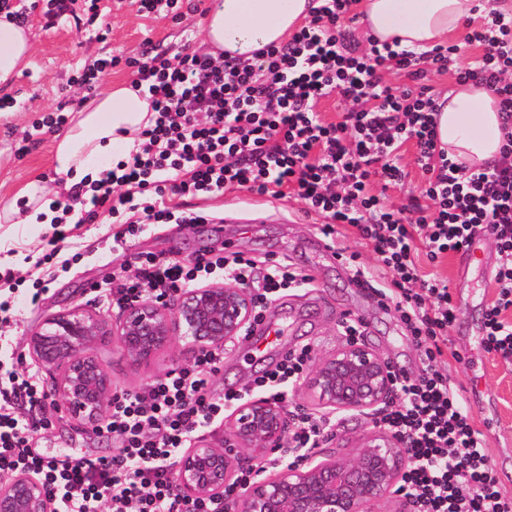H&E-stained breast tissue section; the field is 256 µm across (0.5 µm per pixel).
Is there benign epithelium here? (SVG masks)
Masks as SVG:
<instances>
[{"instance_id":"7a95c632","label":"benign epithelium","mask_w":512,"mask_h":512,"mask_svg":"<svg viewBox=\"0 0 512 512\" xmlns=\"http://www.w3.org/2000/svg\"><path fill=\"white\" fill-rule=\"evenodd\" d=\"M255 323L249 287L231 280L181 290L172 301L141 299L114 321L80 307L47 318L28 337L29 355L57 373L48 400L79 424L93 426L112 404L115 386L98 354L113 338L121 354L148 365L176 340L199 355L245 340ZM397 372L379 351L361 340L346 341L331 354H317L303 379L309 400L330 413L374 415L397 399ZM288 407L253 396L228 409L220 442L200 438L182 453L174 472L176 490L198 501L223 500L224 512H410L400 489L412 460L406 439L375 426L363 433L350 457L306 459L259 469L243 482L239 459H270L286 447ZM51 490L30 471L0 486V512H52Z\"/></svg>"}]
</instances>
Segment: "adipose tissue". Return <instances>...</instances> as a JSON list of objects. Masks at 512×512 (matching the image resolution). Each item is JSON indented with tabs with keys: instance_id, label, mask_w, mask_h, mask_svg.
I'll use <instances>...</instances> for the list:
<instances>
[{
	"instance_id": "adipose-tissue-1",
	"label": "adipose tissue",
	"mask_w": 512,
	"mask_h": 512,
	"mask_svg": "<svg viewBox=\"0 0 512 512\" xmlns=\"http://www.w3.org/2000/svg\"><path fill=\"white\" fill-rule=\"evenodd\" d=\"M477 0H363L366 33L379 41L426 50L447 42L472 18ZM312 0H216L204 27L211 54L230 52L250 59L254 49L286 41L309 16ZM34 44L27 27L0 15V85L8 83ZM438 118L439 138L449 157L481 166L499 155L504 132L495 94L482 85L465 83L444 94ZM150 95L128 85H110L80 109L71 112L64 129L53 133L54 162L66 185L82 178H100L103 162L120 144L133 142L150 123ZM25 204L0 205V223L23 216L28 224L50 223L51 201L43 186L32 183Z\"/></svg>"
}]
</instances>
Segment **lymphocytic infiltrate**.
<instances>
[{
  "instance_id": "f902f5d3",
  "label": "lymphocytic infiltrate",
  "mask_w": 512,
  "mask_h": 512,
  "mask_svg": "<svg viewBox=\"0 0 512 512\" xmlns=\"http://www.w3.org/2000/svg\"><path fill=\"white\" fill-rule=\"evenodd\" d=\"M76 0H0V13L23 24L40 12L51 28L73 14ZM308 22L285 43L255 50L251 59L216 58L184 46L169 57L99 58L82 67L73 84L92 90L107 71L131 68L133 87L147 86L155 118L138 135L127 159L99 180L75 184L70 203L55 201L57 232L41 261L61 263L64 227L75 205L107 207L123 246L141 224H206L204 212L169 205L173 196L211 199L243 189L259 197L302 201L331 240L354 235L370 246L372 262L341 247L337 257L359 287L380 303H393L410 331L424 365L414 379H398L396 402L375 425L406 436L413 464L402 486L412 512H512V497L499 487L484 434L464 406L448 374V330L456 307L448 281L431 266L483 230L499 255L495 296L484 322L488 351L512 359V11L485 0L480 21L467 25L465 41L477 53L455 63L456 46L416 51L369 41L362 50L347 43L359 0H316ZM403 73L408 86L389 85L384 74ZM479 81L498 97L509 129L495 164L474 168L450 159L439 146V96L431 75ZM335 97L340 121L317 110ZM423 173L410 208L393 205L388 188L404 187L406 151ZM239 252L211 249L192 260L143 256L134 275L105 289L121 308L148 296L177 294L216 277L254 287L258 309L283 291L310 280L284 260L264 275ZM311 362V349L288 352L274 369L254 378L253 390L283 403ZM223 363L219 351L201 353L137 391L116 395L96 434L116 444L109 457L78 456L56 465L33 453L42 430L44 395L34 375L9 371L0 377V472L31 471L55 491L53 512H224L223 501L205 504L181 497L173 469L184 448L224 417L243 391L214 396L210 379ZM283 457L302 460L337 425L335 417L293 412Z\"/></svg>"
}]
</instances>
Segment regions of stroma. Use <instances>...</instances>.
Wrapping results in <instances>:
<instances>
[{
	"label": "stroma",
	"mask_w": 512,
	"mask_h": 512,
	"mask_svg": "<svg viewBox=\"0 0 512 512\" xmlns=\"http://www.w3.org/2000/svg\"><path fill=\"white\" fill-rule=\"evenodd\" d=\"M99 6L109 26L103 40L96 39L74 18L62 19L48 29L39 14L31 15L34 53L10 88H0V98L16 102L12 111L0 113V204L11 200L29 182L40 181L50 191L61 183L52 162L51 136L35 131L34 125L57 107L74 111L71 80L77 67L113 54L137 57L148 46L175 55L186 29L201 30L208 9L206 0H200L198 12L175 20L140 17L132 0H100ZM28 133L33 136L29 142L24 139ZM239 209L240 219L236 222L148 224L129 237L125 247L114 250L98 246L101 238L117 230L105 213H98L74 230L82 245L80 256L66 269L51 272L38 267L37 260L54 235L53 226L0 224V246L5 249L0 264L12 268L18 281L13 290H0V300L11 305L8 321L0 324V337L9 339L15 353L21 354L22 371L34 372L40 383H47V373L27 355V337L44 319L76 305L108 318L117 317L118 309L103 304L96 291L132 275L138 256L176 252L191 259L225 245L260 263L288 259L311 278L312 285L284 291L268 305L266 318L279 328V335L262 345L247 340L225 351L224 362L210 381L213 394L219 396L245 387L298 347L307 345L317 353H331L343 341L338 325L348 317L365 323V342L390 359L401 375L412 378L420 373V353L393 307L381 306L373 295L356 286L345 262L327 250L326 239L317 231L313 218L304 215L299 201L272 199L254 210L243 202ZM497 262V251L486 240L481 245L479 263L467 266L451 255L438 262L435 270L447 279L460 312L448 331V345L462 359L450 362L448 371L459 387H466L471 381L478 383L480 397L471 401L470 409L477 421L488 425L491 463L510 471V478L501 480L500 485L512 494V364L471 339L494 296L491 280ZM36 281L42 291L38 302L33 303L28 290ZM99 352L116 388L128 391L140 389L172 368L194 360L179 344L163 352L149 367L120 358L112 340L101 344ZM45 413L51 426L38 443L45 459L58 462L80 455L111 456V439L77 425L53 408H46ZM371 424L369 416L342 414L340 425L322 439L319 456L353 454L355 437Z\"/></svg>",
	"instance_id": "obj_1"
}]
</instances>
